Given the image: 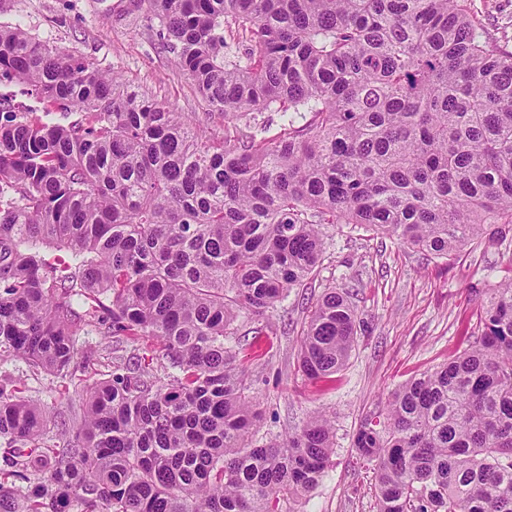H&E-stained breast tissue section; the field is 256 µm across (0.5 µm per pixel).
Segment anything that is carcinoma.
<instances>
[{
	"label": "carcinoma",
	"instance_id": "carcinoma-1",
	"mask_svg": "<svg viewBox=\"0 0 512 512\" xmlns=\"http://www.w3.org/2000/svg\"><path fill=\"white\" fill-rule=\"evenodd\" d=\"M178 71L233 121L175 112L93 62L0 25V361L73 386L75 421L0 376V512H278L333 454L317 414L254 445L247 366L225 346L319 267L326 224H360L446 258L512 224V53L465 0H139ZM246 43L230 59L224 32ZM256 112L288 123L271 136ZM67 249L47 262L38 245ZM481 334L360 424L377 512H512V280ZM113 338L112 377L82 383L77 331ZM350 296L328 289L302 338L308 379L356 342ZM129 340L154 342L159 375ZM21 89L22 87L15 83L0 84V98L2 96L4 102L15 108L18 112H28L33 108L42 107L34 98L21 93Z\"/></svg>",
	"mask_w": 512,
	"mask_h": 512
}]
</instances>
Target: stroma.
Here are the masks:
<instances>
[{
	"label": "stroma",
	"mask_w": 512,
	"mask_h": 512,
	"mask_svg": "<svg viewBox=\"0 0 512 512\" xmlns=\"http://www.w3.org/2000/svg\"><path fill=\"white\" fill-rule=\"evenodd\" d=\"M468 7L478 28L511 53L512 0H468ZM1 23L76 51L174 111L208 109L171 55L157 48L146 17L130 12L129 0H0ZM323 232L325 253L315 275L264 318L238 317L226 344L238 349L253 337L262 340L249 365V396L261 412L253 443L294 434L317 411L332 424L330 463L311 492L289 503L290 512H376L375 474L356 459L359 425L399 385L466 348L465 335L475 331L490 289L512 276V230L445 258L360 225L328 224ZM329 288L351 290L360 328L334 381L314 384L299 373L297 356L312 311ZM78 346L95 352L84 380L109 378L110 338L89 327L80 331ZM0 368L22 377L29 397L68 412L54 376L31 373L20 360Z\"/></svg>",
	"instance_id": "stroma-1"
}]
</instances>
